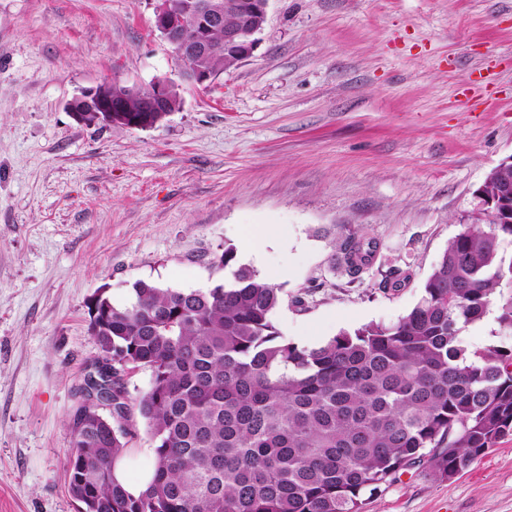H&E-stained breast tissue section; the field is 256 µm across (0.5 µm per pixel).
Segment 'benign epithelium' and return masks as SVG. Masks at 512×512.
Here are the masks:
<instances>
[{"instance_id":"benign-epithelium-1","label":"benign epithelium","mask_w":512,"mask_h":512,"mask_svg":"<svg viewBox=\"0 0 512 512\" xmlns=\"http://www.w3.org/2000/svg\"><path fill=\"white\" fill-rule=\"evenodd\" d=\"M154 25L162 38L170 45L176 57L179 77L204 86L210 83L214 74L200 63L222 51L232 53L241 61L254 52L257 47V34L266 20L269 0H236L232 11V22L224 21L225 11L219 6L204 4H178L175 0H153ZM185 11L195 13V34L191 38L182 32V14ZM215 30L224 31V44L211 40ZM155 92L143 100L137 108L131 107L136 89L117 81L102 82L94 87L83 89L74 96L80 106L68 102V110L76 121H81L82 112H105L112 114V122L130 128L149 127L146 122L135 118L137 112H170L172 91L177 88L176 81L165 78L154 83Z\"/></svg>"}]
</instances>
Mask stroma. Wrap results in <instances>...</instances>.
<instances>
[{
    "label": "stroma",
    "instance_id": "1",
    "mask_svg": "<svg viewBox=\"0 0 512 512\" xmlns=\"http://www.w3.org/2000/svg\"><path fill=\"white\" fill-rule=\"evenodd\" d=\"M153 19L152 0H0V512H79L69 420L101 288L118 304L139 280L210 288L230 245L281 288L288 341L389 324L512 156V0H269L253 55L181 84L180 110L77 123L79 89L175 77ZM251 227L275 234L257 257ZM348 228L379 243L356 279L332 261ZM362 512H512V434Z\"/></svg>",
    "mask_w": 512,
    "mask_h": 512
}]
</instances>
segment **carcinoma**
Returning a JSON list of instances; mask_svg holds the SVG:
<instances>
[{"label":"carcinoma","mask_w":512,"mask_h":512,"mask_svg":"<svg viewBox=\"0 0 512 512\" xmlns=\"http://www.w3.org/2000/svg\"><path fill=\"white\" fill-rule=\"evenodd\" d=\"M512 187L502 162L478 189L479 208L443 253L417 304L396 322L368 323L300 347L272 320L281 289L237 260H212L224 283L190 291L139 280L133 300L107 291L89 331L112 356V411L71 419L67 478L85 512H362L404 472L428 463L451 479L512 434V347L471 350L462 333L496 306L512 333ZM378 242L350 230L338 261L358 275ZM150 373L132 397L128 381ZM144 420L154 476L134 494L113 468Z\"/></svg>","instance_id":"obj_1"}]
</instances>
